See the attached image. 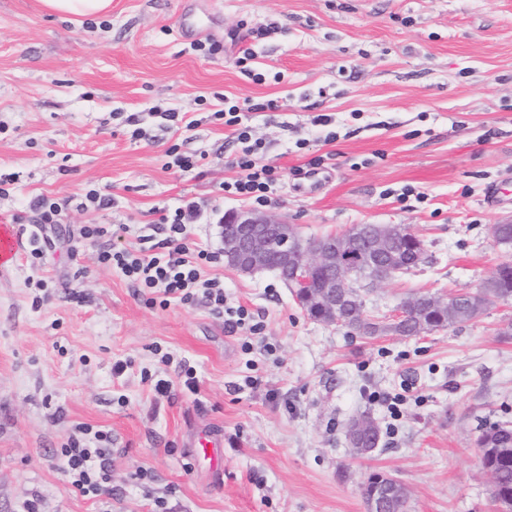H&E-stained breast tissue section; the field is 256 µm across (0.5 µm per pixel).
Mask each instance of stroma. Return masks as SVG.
I'll return each mask as SVG.
<instances>
[{"mask_svg": "<svg viewBox=\"0 0 512 512\" xmlns=\"http://www.w3.org/2000/svg\"><path fill=\"white\" fill-rule=\"evenodd\" d=\"M257 28L256 56L239 65L229 34ZM207 36L217 52L196 50ZM228 98L279 106L247 115L287 176L262 214L305 238L403 224L422 240V264L363 291L368 314L476 290L512 262L492 232L512 224V0H112L110 16L83 20L0 0V176L15 179L0 225L20 234L0 264V512H365L372 471L404 487L407 512H498L476 440L482 425L512 424V300L445 331L366 341L308 318L274 273L209 268L228 303L263 322L249 338L204 303L150 305L98 265L99 240L79 238L101 224L113 247L140 249L158 210L192 199L191 239L221 250L225 214L246 206L220 189L238 175L239 145L212 117ZM163 110L193 129L163 127ZM322 113L330 127L313 124ZM174 143L198 169L166 168ZM321 155L318 175L293 176ZM91 189L114 206L79 208ZM39 195L75 204L43 226L34 263ZM362 413L381 439L360 459L345 432ZM86 429L111 439L96 497L58 454ZM202 431L223 435L222 467L196 457Z\"/></svg>", "mask_w": 512, "mask_h": 512, "instance_id": "1", "label": "stroma"}]
</instances>
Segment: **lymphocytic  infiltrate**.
I'll list each match as a JSON object with an SVG mask.
<instances>
[{
    "label": "lymphocytic infiltrate",
    "mask_w": 512,
    "mask_h": 512,
    "mask_svg": "<svg viewBox=\"0 0 512 512\" xmlns=\"http://www.w3.org/2000/svg\"><path fill=\"white\" fill-rule=\"evenodd\" d=\"M274 107L270 100L257 103L228 100L223 109L214 112V119L231 127L241 145L233 160L239 175L223 183L225 195L265 206L284 187L285 176L281 169L265 161L261 142L252 141L250 128L244 123L246 113L263 112ZM200 210V204L193 200L183 201L172 209L160 210L150 234L143 237L144 249L117 250L106 245L99 250L97 261L118 272L138 291L159 294L161 306L200 301L223 316L229 332L261 333V322L256 321L247 309L228 304L223 281L206 275L207 268L218 263L220 255L203 248L189 236L188 226L195 223ZM159 231L164 232V239H156L155 234ZM105 439V434L98 431L88 440L70 441L60 451L65 475L83 495H100L111 479L110 451L102 446Z\"/></svg>",
    "instance_id": "f902f5d3"
}]
</instances>
